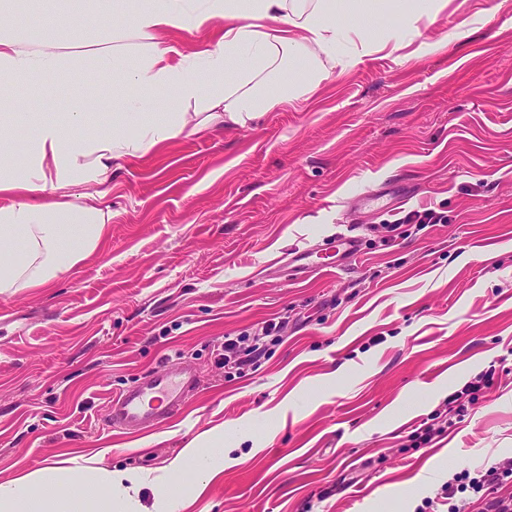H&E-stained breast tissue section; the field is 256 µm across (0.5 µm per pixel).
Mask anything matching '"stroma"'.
Here are the masks:
<instances>
[{
	"label": "stroma",
	"instance_id": "1",
	"mask_svg": "<svg viewBox=\"0 0 512 512\" xmlns=\"http://www.w3.org/2000/svg\"><path fill=\"white\" fill-rule=\"evenodd\" d=\"M57 7L31 0L7 22L39 20L74 57L0 93V114L27 113L19 152L77 97L95 136L113 71L139 64L80 77L108 28L95 0L65 29ZM465 18L469 37L451 39ZM418 31L427 50L362 58L251 127L114 167L97 249L51 287L0 295V482L79 455L158 474L220 429L232 459L179 512H448V482L478 512L465 473L512 461V0H449ZM424 208L446 223L385 246L389 223ZM341 233L361 240L341 268L288 264ZM271 319L283 330L258 364L225 376V335ZM170 358L195 373L183 408L112 428L113 396ZM423 423L437 433L417 448Z\"/></svg>",
	"mask_w": 512,
	"mask_h": 512
}]
</instances>
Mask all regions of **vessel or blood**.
Returning a JSON list of instances; mask_svg holds the SVG:
<instances>
[{
    "instance_id": "1",
    "label": "vessel or blood",
    "mask_w": 512,
    "mask_h": 512,
    "mask_svg": "<svg viewBox=\"0 0 512 512\" xmlns=\"http://www.w3.org/2000/svg\"><path fill=\"white\" fill-rule=\"evenodd\" d=\"M359 240L341 234L328 247L316 252H295L292 262L315 259L317 268H334L349 255L357 252ZM192 378L173 362H165L161 369L145 377L136 386L119 394L112 401L113 426L141 432L150 429L161 416L178 411L186 397Z\"/></svg>"
}]
</instances>
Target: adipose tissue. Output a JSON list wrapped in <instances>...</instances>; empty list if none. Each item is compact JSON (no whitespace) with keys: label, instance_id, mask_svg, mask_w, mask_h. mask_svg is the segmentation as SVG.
Segmentation results:
<instances>
[{"label":"adipose tissue","instance_id":"obj_1","mask_svg":"<svg viewBox=\"0 0 512 512\" xmlns=\"http://www.w3.org/2000/svg\"><path fill=\"white\" fill-rule=\"evenodd\" d=\"M448 0H139L127 11L112 0L111 13L128 14L112 33L113 50L97 56L111 68L113 51H139L140 64L114 82L118 110L111 126L87 139L79 130L84 99L73 100L63 120L40 124L22 157L0 167V294L46 288L82 261L106 237L110 213L74 200V187L93 192L112 180L113 161L143 158L166 143L220 124L241 128L265 112L315 92L350 60L338 54L349 41L357 57L397 54L413 41L417 23L444 9ZM360 17L358 27L336 25L334 12ZM391 15L386 28L375 20ZM223 20L217 38L187 53H174L166 34H196ZM66 56L57 42L23 31H0V77L21 84L35 73L59 69ZM138 93L123 94V85ZM81 489L57 491L59 475ZM152 487L153 512H177L184 489L140 472H112L81 457L45 466L0 483V512H135L141 488Z\"/></svg>","mask_w":512,"mask_h":512}]
</instances>
